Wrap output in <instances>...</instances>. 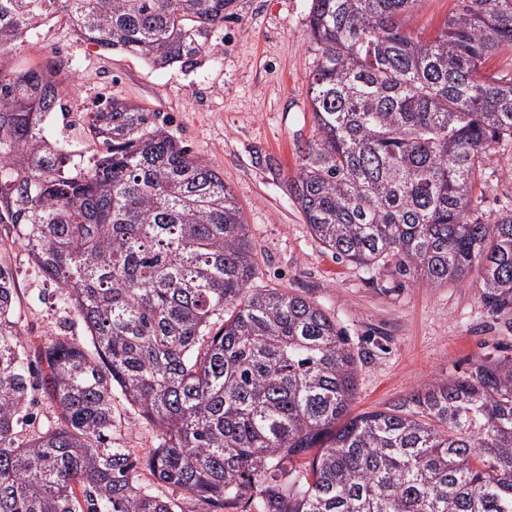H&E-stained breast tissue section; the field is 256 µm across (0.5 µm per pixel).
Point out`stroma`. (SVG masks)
Segmentation results:
<instances>
[{
    "instance_id": "obj_1",
    "label": "stroma",
    "mask_w": 512,
    "mask_h": 512,
    "mask_svg": "<svg viewBox=\"0 0 512 512\" xmlns=\"http://www.w3.org/2000/svg\"><path fill=\"white\" fill-rule=\"evenodd\" d=\"M312 0H234L223 27L210 30L192 66L154 67L118 50L80 41L63 20L40 24L4 57L16 71L68 58L65 109L46 122L50 137L92 156L86 112L112 96L160 112L177 140L224 176L242 207L257 261L258 288H280L313 302L340 329L358 360L351 414L383 411L432 381L473 364L512 356V306L496 308L477 275L433 288L388 267L370 273L338 262L312 234L288 191L303 150L317 135L308 96L321 57L307 32ZM458 0H419L405 29L430 35ZM479 207L512 208V149H495ZM0 263L16 279L15 319L24 345L87 334L22 242L0 235ZM112 445L152 448L155 430L123 400L114 405Z\"/></svg>"
}]
</instances>
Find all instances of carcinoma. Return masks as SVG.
Returning <instances> with one entry per match:
<instances>
[{"instance_id": "cac0c4a2", "label": "carcinoma", "mask_w": 512, "mask_h": 512, "mask_svg": "<svg viewBox=\"0 0 512 512\" xmlns=\"http://www.w3.org/2000/svg\"><path fill=\"white\" fill-rule=\"evenodd\" d=\"M417 2L312 0L317 136L289 190L336 260L435 288L477 266L487 300L512 305V209L474 204L492 150L512 147V73L484 72L512 50V0H459L428 37L400 22ZM232 3L0 0V55L61 17L103 52L187 64ZM63 67L0 64V225L89 342L25 348L0 265V512H512V356L349 416L354 352L307 299L253 286L240 206L166 118L98 100L87 162L46 135ZM38 384L57 420L26 437ZM117 394L160 431L139 458L101 447Z\"/></svg>"}]
</instances>
